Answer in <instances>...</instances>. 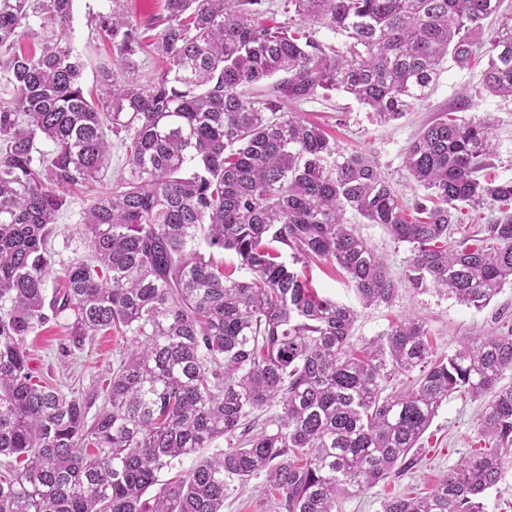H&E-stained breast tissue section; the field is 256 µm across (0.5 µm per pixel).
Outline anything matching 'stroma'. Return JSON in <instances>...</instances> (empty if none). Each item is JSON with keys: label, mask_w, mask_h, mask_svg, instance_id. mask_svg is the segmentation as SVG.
Segmentation results:
<instances>
[{"label": "stroma", "mask_w": 512, "mask_h": 512, "mask_svg": "<svg viewBox=\"0 0 512 512\" xmlns=\"http://www.w3.org/2000/svg\"><path fill=\"white\" fill-rule=\"evenodd\" d=\"M111 8L110 0H74L73 3V20L67 38L85 62L83 85L85 91L91 93L99 89L101 70L113 66L112 48L95 29L96 16ZM483 69L480 63L467 69L445 63L429 97L416 103L404 117L387 125L377 124L363 106L335 92L308 102H285L281 109L301 113L320 124L341 149L375 154L397 191L408 199L414 198L415 193L402 175L403 151L425 125L443 112L490 125L496 142V154L491 159L493 172L499 178L512 179V101L489 95L471 106L461 101L464 91L478 86ZM127 170L123 148L113 145L112 162L98 182L90 190L69 198L58 216L59 229L51 242L55 268H62L86 254L85 244L76 232L82 213L92 197L108 191ZM350 221L368 244L386 257L394 273L405 269L411 255L407 245L395 244L382 225L365 223L355 214ZM304 273L318 294L356 308L358 318L352 340L358 345L375 339L389 325L413 316L425 320L429 340L436 356L440 357L453 353L461 337L491 335L500 330L503 320L512 321V284L505 285L482 309L458 304L436 290H418L407 283L402 284L392 306L365 308L360 306L354 289L336 265L313 261L306 265ZM65 324L66 319L61 316L27 336L25 344L30 365L45 382L66 394L79 398L99 394L101 379L134 348V338L99 335L90 338L82 349L70 352L66 349ZM484 405V399L452 394L423 434L416 452V465L366 492L342 498L341 512H381L380 505L386 498L429 492L462 457L478 448ZM224 512H276V508L273 498L264 495L261 479L255 478L244 484L230 483L224 495Z\"/></svg>", "instance_id": "1"}]
</instances>
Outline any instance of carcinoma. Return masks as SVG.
I'll return each mask as SVG.
<instances>
[{"instance_id":"carcinoma-1","label":"carcinoma","mask_w":512,"mask_h":512,"mask_svg":"<svg viewBox=\"0 0 512 512\" xmlns=\"http://www.w3.org/2000/svg\"><path fill=\"white\" fill-rule=\"evenodd\" d=\"M73 2L0 0V512H223L227 479L259 477L277 512H338L341 497L413 467L455 392L488 397L483 446L427 495L381 509L484 512L482 495L512 470V384H500L512 326L435 360L409 317L359 353L355 310L319 295L274 244L294 263L336 264L365 306L392 305L403 280L488 305L512 283V180L487 174L490 129L446 113L424 127L403 153L423 190L408 202L375 156L339 150L278 99L339 91L387 124L428 95L444 62L484 54L481 89L510 98L505 0H288L283 25L262 20L261 0H164L148 45L114 8L96 23L113 64L129 70L149 46L164 67L146 85L102 70L98 101L67 39ZM305 25L344 41L325 46ZM108 131L128 175L84 212L87 255L56 272V213L98 182ZM465 208L481 223H461ZM349 210L410 247L403 278ZM221 252L250 278H232ZM61 314L71 350L100 334L137 338L91 419L93 401L29 365L26 336ZM415 371L411 388L385 393L387 376ZM273 407L249 435L247 417ZM238 432L228 451L160 479Z\"/></svg>"}]
</instances>
